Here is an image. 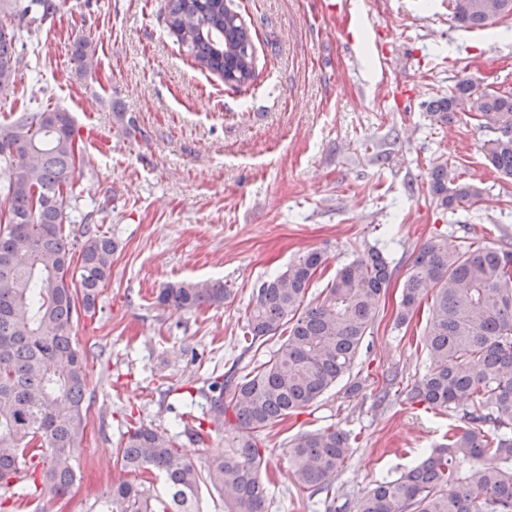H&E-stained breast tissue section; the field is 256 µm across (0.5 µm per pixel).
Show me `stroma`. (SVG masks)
<instances>
[{"label": "stroma", "instance_id": "obj_1", "mask_svg": "<svg viewBox=\"0 0 512 512\" xmlns=\"http://www.w3.org/2000/svg\"><path fill=\"white\" fill-rule=\"evenodd\" d=\"M165 4L63 0L42 25L21 18L30 32L20 75L0 95L1 121L28 107L72 113L91 162L83 181L94 199L111 197L103 228L118 243L95 316L72 331L93 371L77 480L42 512H91L120 478L116 448L138 422L175 434L195 463L223 453V432L195 443L180 434L179 416L210 378L246 372L279 347L276 338L245 346L253 288L316 249L327 258L316 297L376 247L394 275L350 375L267 431L271 512H325L322 496L298 492L288 465L295 435L329 425L357 435L333 483L353 498L412 466L459 419V410L405 401L429 366L431 301L408 325L395 317L407 270L431 239L512 245V182L481 150L492 131L462 113L444 127L426 116L467 78L512 90V18L479 30L460 27L448 0H232L253 37L256 76L231 88L179 45ZM81 38L96 48L94 72L72 59ZM119 109L137 117L143 138L125 139ZM441 161L482 197L438 208L426 173ZM203 280L231 288L222 307L157 305L167 283Z\"/></svg>", "mask_w": 512, "mask_h": 512}]
</instances>
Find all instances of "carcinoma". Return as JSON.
<instances>
[{
    "mask_svg": "<svg viewBox=\"0 0 512 512\" xmlns=\"http://www.w3.org/2000/svg\"><path fill=\"white\" fill-rule=\"evenodd\" d=\"M61 6L62 0H29L24 13L44 21ZM13 9L12 0H0L1 94L15 88L19 75ZM448 9L462 26L482 29L512 17V0H448ZM165 23L195 64L224 84L239 88L254 78L250 30L231 0H167ZM73 60L94 69L92 43L76 41ZM460 112L498 131L483 150L511 180L512 93L479 92L466 80L427 107L441 127ZM117 119L126 139L142 135L134 118L119 112ZM89 166L64 109H26L0 122V174L8 176L0 183V483L26 472L18 489L0 497V512L31 487L36 498H60L76 479L89 372L73 324L95 314L117 250L100 225L108 205L80 211ZM426 181L438 206L452 211L483 194L458 181L446 163L429 168ZM325 264L321 252L309 250L253 289L248 347L277 335L285 340L245 375L209 384L210 423L224 430V453L198 466L167 431L132 426L116 448V466L135 480L107 485L93 512H201L203 486L224 497V512H271L262 477L265 431L351 372L393 276L387 257L370 248L336 272L323 298L310 300ZM428 289L429 366L406 400L445 410L466 401L461 424L415 465L339 506L332 486L351 455L349 434L330 426L296 435L288 442L296 483L312 496L325 494L328 512H512V251L447 238L424 244L403 283L398 324L408 323ZM229 295L220 281L181 282L160 289L157 303L197 311L220 307Z\"/></svg>",
    "mask_w": 512,
    "mask_h": 512,
    "instance_id": "carcinoma-1",
    "label": "carcinoma"
}]
</instances>
